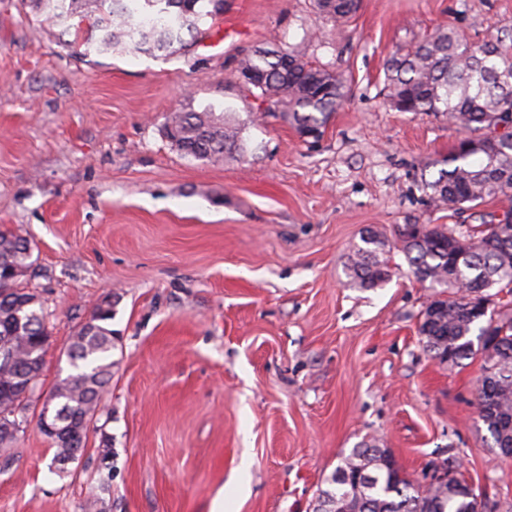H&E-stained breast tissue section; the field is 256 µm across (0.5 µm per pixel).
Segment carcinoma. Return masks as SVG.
<instances>
[{
	"mask_svg": "<svg viewBox=\"0 0 512 512\" xmlns=\"http://www.w3.org/2000/svg\"><path fill=\"white\" fill-rule=\"evenodd\" d=\"M51 24L75 31L66 43L78 56L94 48L107 53L188 51L208 34L206 25L224 13V0H33ZM314 7L336 23L349 21L359 0H313ZM251 72L242 91L262 98L271 113L303 137L323 135L348 94V77L309 55L298 43L287 48H259L243 55L235 73ZM387 101L398 112L441 115L463 131L437 178L424 181L437 207L478 205L512 190V132L490 142L501 113L512 106V37L491 38L479 45L447 27H439L414 45L391 52L386 66ZM241 123L210 107L200 112H172L164 134L188 158L222 162L246 152ZM420 242L390 241L377 231L361 237L347 263L361 288H376L392 276L391 252L398 248L414 277L428 284L441 304L429 327L421 326L423 344L434 357L457 366L481 357L482 371L493 370L495 395L483 403L480 418L496 448H512V314L495 312L494 298L512 294V227L475 231L464 224H430ZM33 247L23 235L0 231V413L11 419L24 401V387L43 369L51 345L46 312L38 296L18 287L11 269L31 265ZM112 295L91 309L87 324L67 350L71 372L57 381L63 390L57 417L62 436H46L52 461L83 453L99 401L112 381ZM391 453L363 441L342 455L319 497L348 500L358 512H476V495L451 471L446 481L421 483L397 476Z\"/></svg>",
	"mask_w": 512,
	"mask_h": 512,
	"instance_id": "obj_1",
	"label": "carcinoma"
}]
</instances>
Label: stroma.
Instances as JSON below:
<instances>
[{
    "label": "stroma",
    "instance_id": "35a3bbf8",
    "mask_svg": "<svg viewBox=\"0 0 512 512\" xmlns=\"http://www.w3.org/2000/svg\"><path fill=\"white\" fill-rule=\"evenodd\" d=\"M205 44L168 56L72 55L30 0H0V230L29 238L22 281L49 313L43 387L69 372L71 336L112 295V382L68 474L28 404L0 451V512H313L342 453L389 449L410 477L448 461L482 512H512V461L479 417L480 360L451 367L418 332L432 299L398 270L376 288L345 266L367 229L478 225L427 203L461 132L386 102L390 51L436 27L479 44L512 35V0H360L350 23L311 0H224ZM305 43L350 80L323 137L260 112L234 77L259 45ZM230 110L247 152L188 159L174 111Z\"/></svg>",
    "mask_w": 512,
    "mask_h": 512
}]
</instances>
